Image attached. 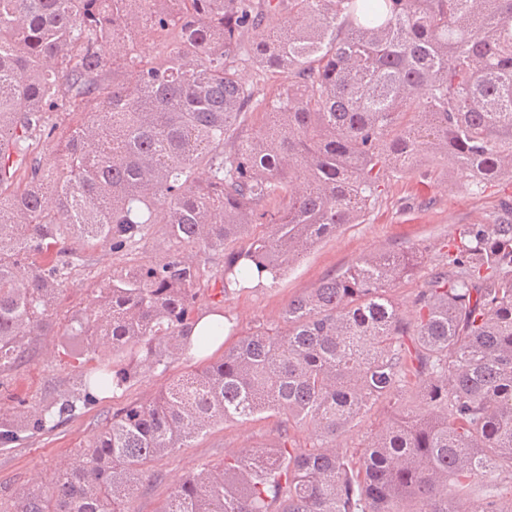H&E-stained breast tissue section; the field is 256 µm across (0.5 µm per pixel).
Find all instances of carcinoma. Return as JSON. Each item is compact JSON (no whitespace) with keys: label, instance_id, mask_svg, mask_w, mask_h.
Here are the masks:
<instances>
[{"label":"carcinoma","instance_id":"obj_1","mask_svg":"<svg viewBox=\"0 0 512 512\" xmlns=\"http://www.w3.org/2000/svg\"><path fill=\"white\" fill-rule=\"evenodd\" d=\"M265 7L287 14L274 31L260 30ZM144 32L154 55L137 48ZM103 43L122 54L103 58ZM247 68L267 89L242 80ZM55 109L71 127L46 168L37 147ZM425 161L475 190L512 178V0H0V371L41 335L91 244L122 255L163 224L183 247L224 252L212 294L224 298L279 279ZM503 210L461 228L411 316L390 291L417 256L366 254L290 299L282 325L105 417L14 512H129L147 463L265 413L279 418L271 445L201 466L157 512H468L471 498L512 512V203ZM200 278L177 255L113 272L67 336L123 357L1 419L0 447L124 389L142 366L217 343L192 337ZM411 385L424 412L356 452L336 443ZM305 429L319 443L302 447Z\"/></svg>","mask_w":512,"mask_h":512}]
</instances>
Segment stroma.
Segmentation results:
<instances>
[{"instance_id":"obj_1","label":"stroma","mask_w":512,"mask_h":512,"mask_svg":"<svg viewBox=\"0 0 512 512\" xmlns=\"http://www.w3.org/2000/svg\"><path fill=\"white\" fill-rule=\"evenodd\" d=\"M512 198V180L488 184L471 191L456 173L425 164L411 173L391 177L385 191L358 223L340 228L293 262L276 282L263 288L228 295L222 309L236 335L254 327L276 324L288 300L338 274L361 256L376 250H402L418 257L414 274L398 283L392 296L400 309L411 312L418 289L435 271L465 224H491L500 216L499 202ZM179 245L165 225L152 227L148 236L123 255L99 248L84 252L82 263L72 266L68 283L57 303L50 334L29 342L18 366L0 371V418L21 414L32 405L72 394L82 373L91 367L88 356L76 355L62 330L71 318L93 309L99 285L112 272L133 265L162 262L179 253ZM206 361L202 355H183L168 367L138 369L126 389L99 394L94 405L79 408L63 424L10 448L0 449V512H11L14 498L29 486L48 481L86 447L102 420L126 403L145 402L173 380ZM395 407L383 402L342 431L337 441L359 448L365 437L386 428ZM276 418L247 423L228 421L207 434L149 463L129 504L130 512H156L178 484L200 465H219L225 454L245 446L271 443Z\"/></svg>"}]
</instances>
